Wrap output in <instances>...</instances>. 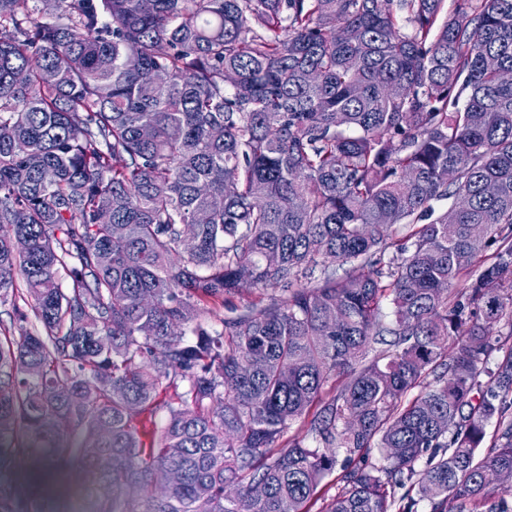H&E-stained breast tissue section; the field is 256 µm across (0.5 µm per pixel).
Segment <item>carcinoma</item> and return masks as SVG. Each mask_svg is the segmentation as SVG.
<instances>
[{
  "mask_svg": "<svg viewBox=\"0 0 512 512\" xmlns=\"http://www.w3.org/2000/svg\"><path fill=\"white\" fill-rule=\"evenodd\" d=\"M508 72L512 0H0V306L41 324L0 341V463L62 425L94 512H308L341 452L326 512H512ZM248 285L286 297L214 321ZM167 416L168 414L166 408L160 405L157 407V409L154 410L152 415L145 413L136 417L141 440L143 441L146 448H148L153 440H155L153 430L159 429L161 426H163L166 422Z\"/></svg>",
  "mask_w": 512,
  "mask_h": 512,
  "instance_id": "obj_1",
  "label": "carcinoma"
}]
</instances>
